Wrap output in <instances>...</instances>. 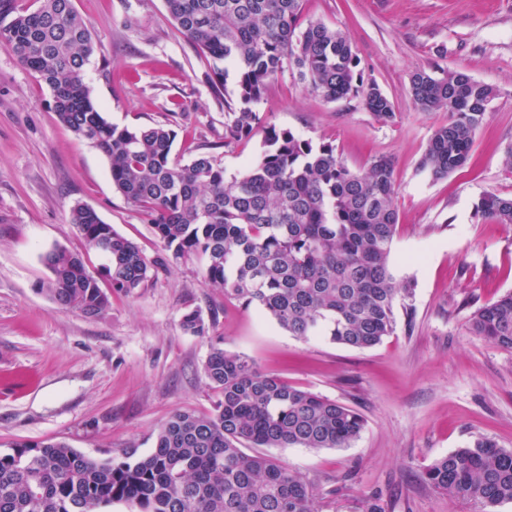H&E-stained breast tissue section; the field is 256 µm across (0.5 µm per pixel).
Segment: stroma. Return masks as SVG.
<instances>
[{
    "instance_id": "obj_1",
    "label": "stroma",
    "mask_w": 512,
    "mask_h": 512,
    "mask_svg": "<svg viewBox=\"0 0 512 512\" xmlns=\"http://www.w3.org/2000/svg\"><path fill=\"white\" fill-rule=\"evenodd\" d=\"M95 36L85 80L120 127L167 125L181 162L218 156L226 176L263 151L264 127L331 144L351 170L376 156L395 164L398 213L392 263L413 280L410 309L368 349L303 340L223 289L208 287L203 261L171 260L150 225L112 184L110 161L52 110L41 78L0 47V451L62 440L97 460L150 453L175 412L208 413L218 399L203 373L211 347L250 357L263 373L357 409L365 420L346 448L288 447L271 454L313 487L320 512H477L424 479L436 458L485 437L512 450V350L470 333L484 303L512 291V225L476 213L487 193L512 197V0H305L304 19L348 33L365 80L394 105L378 121L359 98L329 102L292 72L257 105L263 127L225 142L237 75L223 95L209 62L175 30L164 0H74ZM462 69L498 95L464 167L434 180L418 170L446 110L419 111L409 94L418 69ZM134 241L155 275L129 295L112 294L96 318L62 308L39 289L44 251H88L70 222L75 203ZM199 311L207 328L182 327Z\"/></svg>"
}]
</instances>
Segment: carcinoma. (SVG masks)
Returning a JSON list of instances; mask_svg holds the SVG:
<instances>
[{
	"label": "carcinoma",
	"instance_id": "obj_1",
	"mask_svg": "<svg viewBox=\"0 0 512 512\" xmlns=\"http://www.w3.org/2000/svg\"><path fill=\"white\" fill-rule=\"evenodd\" d=\"M164 2L177 32L212 61L207 78L216 94L224 63L236 69L237 107L224 122L225 140L251 135L261 121L254 106L287 70L327 101L358 97L378 120H394L391 100L358 70L349 35L322 21L302 22L304 0ZM0 46L48 85L59 120L110 159L113 185L171 258L204 261L207 285L298 338L367 349L394 332L396 304L408 306L414 283L397 279L390 264L398 221L391 158L353 172L333 146L269 126L258 160L228 179L210 152L180 164L171 128H120L105 118L85 82L93 35L73 0H37L33 9L0 0ZM409 93L422 112L448 111V124L434 131L419 163L421 172L444 178L466 163L497 89L462 70L420 69ZM476 211L512 224V197L486 194ZM70 223L104 264L92 272L63 248L45 253L50 276L41 291L55 303L96 317L110 306L100 277L125 295L149 281L152 267L137 244L94 209L74 205ZM182 326L205 334L197 311L185 314ZM468 328L512 349V292L478 307ZM203 372L219 394L213 411L174 413L142 458L132 451L124 461H97L63 441L0 452V512H104L118 502L139 512H319L313 490L287 466L242 445L346 448L364 429L363 416L216 346ZM424 476L480 512L512 502V451L488 439L436 459Z\"/></svg>",
	"mask_w": 512,
	"mask_h": 512
}]
</instances>
